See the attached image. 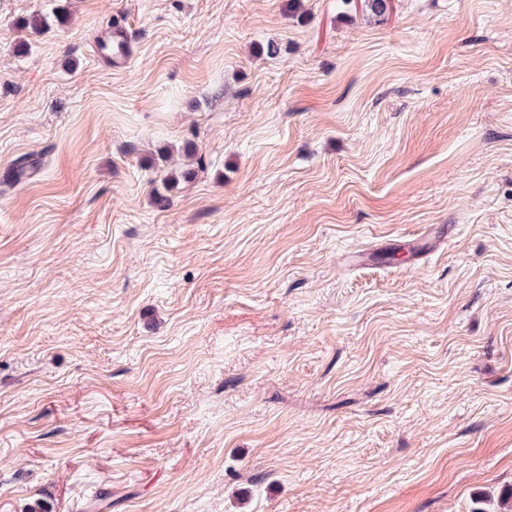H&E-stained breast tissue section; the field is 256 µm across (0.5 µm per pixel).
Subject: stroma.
<instances>
[{
	"label": "stroma",
	"mask_w": 512,
	"mask_h": 512,
	"mask_svg": "<svg viewBox=\"0 0 512 512\" xmlns=\"http://www.w3.org/2000/svg\"><path fill=\"white\" fill-rule=\"evenodd\" d=\"M285 5L0 0V512H500L512 0ZM129 37V32L124 26H113L112 30L101 38V51L105 46L112 48L107 57L110 58L112 68L115 70L125 69L129 65L131 55L126 50Z\"/></svg>",
	"instance_id": "1"
}]
</instances>
